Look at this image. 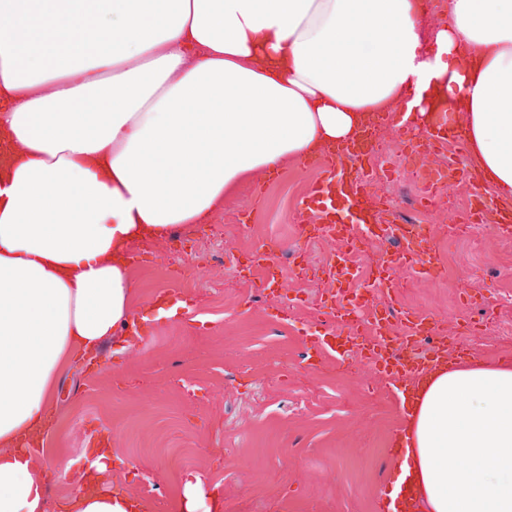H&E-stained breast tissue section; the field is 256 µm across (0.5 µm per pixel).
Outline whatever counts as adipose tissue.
<instances>
[{"instance_id": "adipose-tissue-1", "label": "adipose tissue", "mask_w": 512, "mask_h": 512, "mask_svg": "<svg viewBox=\"0 0 512 512\" xmlns=\"http://www.w3.org/2000/svg\"><path fill=\"white\" fill-rule=\"evenodd\" d=\"M0 0V512H48L58 392L139 312L124 255L216 220L240 184L408 102L454 111L512 205V0ZM403 466L418 512H512V358L417 381ZM109 449L65 512H151ZM200 475L177 512H221Z\"/></svg>"}]
</instances>
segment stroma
Here are the masks:
<instances>
[{"instance_id":"1","label":"stroma","mask_w":512,"mask_h":512,"mask_svg":"<svg viewBox=\"0 0 512 512\" xmlns=\"http://www.w3.org/2000/svg\"><path fill=\"white\" fill-rule=\"evenodd\" d=\"M380 136L382 174L367 184L376 196L396 193L391 171L405 167L400 131ZM285 175L260 200L243 183L218 219L223 237L201 243L198 254L180 259L151 246L156 260L139 268L135 293L152 318L149 336L94 378L79 367L62 385L46 455L51 506L65 502L85 470L88 433L105 428L119 462L111 483L150 501L154 512H174L183 478L194 471L223 493V512H380L382 485L395 468L388 442L400 422L387 383L361 361L351 377L309 365L303 333L313 312L294 300L314 295L322 282L288 272L278 296H263L240 283L228 262L244 251L279 261L299 245L296 207L311 175L294 166ZM473 234L477 247L452 252L435 283L399 268L400 307L454 328L460 312L452 297L466 267L478 255L500 253L492 225ZM179 268L180 289L195 290L199 303L189 314L157 316L149 300ZM470 287L488 300L471 318L496 325L467 336V346L488 361L512 355V291L492 279ZM275 303L284 308L277 322L267 315Z\"/></svg>"}]
</instances>
